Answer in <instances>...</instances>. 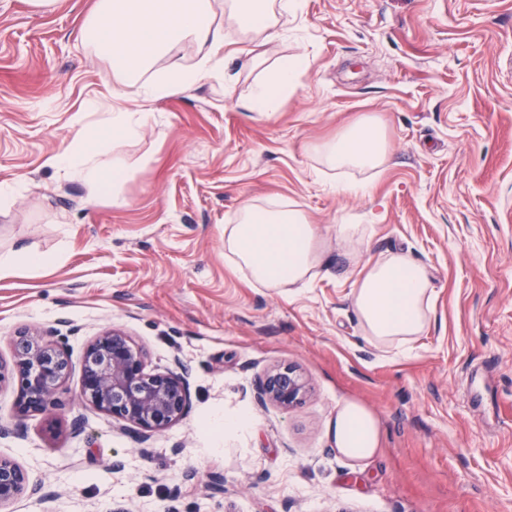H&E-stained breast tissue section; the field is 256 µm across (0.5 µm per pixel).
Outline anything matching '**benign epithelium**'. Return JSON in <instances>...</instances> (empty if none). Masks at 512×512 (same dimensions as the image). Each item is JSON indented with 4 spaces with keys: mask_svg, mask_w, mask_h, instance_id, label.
Here are the masks:
<instances>
[{
    "mask_svg": "<svg viewBox=\"0 0 512 512\" xmlns=\"http://www.w3.org/2000/svg\"><path fill=\"white\" fill-rule=\"evenodd\" d=\"M65 319L49 330L22 327L13 338V359L0 360V385H17L16 408L20 415L44 413L63 404L64 385L72 365ZM260 397L288 409L300 403L306 382L291 367L268 372L259 387ZM82 402L131 425L144 441L180 421L190 407L187 372L181 363L164 371H149L146 353L124 331L108 328L86 347L81 368ZM55 512L56 494L31 483L27 472L0 456V508L23 495Z\"/></svg>",
    "mask_w": 512,
    "mask_h": 512,
    "instance_id": "1",
    "label": "benign epithelium"
}]
</instances>
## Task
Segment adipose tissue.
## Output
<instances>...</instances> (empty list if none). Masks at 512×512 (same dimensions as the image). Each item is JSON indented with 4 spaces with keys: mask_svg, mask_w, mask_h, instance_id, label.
<instances>
[{
    "mask_svg": "<svg viewBox=\"0 0 512 512\" xmlns=\"http://www.w3.org/2000/svg\"><path fill=\"white\" fill-rule=\"evenodd\" d=\"M230 17L246 32L277 35L273 0H227ZM96 49L107 54L112 68L124 80L138 76L160 57L169 55L184 39L201 48L190 67L171 64L166 77L140 84V95L150 101L183 94L213 73L222 71L224 31L217 24L211 0H97L87 19ZM307 68L303 57L283 60L249 103L250 110H272L294 90ZM152 118L148 112L117 110L99 113L90 136L74 138L70 146L49 160L68 180L99 193H119L128 171L122 158L100 159L99 139L134 137ZM332 169H378L388 153L383 127L365 120L345 127L318 147ZM225 245L234 261L247 268L255 283L271 289L306 283L322 259L317 249L319 230L297 208L272 211L245 207L239 223L224 227ZM353 306L364 339L401 352L411 349L430 321L432 286L427 268L405 254L376 262L357 280ZM337 453L361 465L380 445V430L363 405L346 401L336 407L330 427Z\"/></svg>",
    "mask_w": 512,
    "mask_h": 512,
    "instance_id": "1",
    "label": "adipose tissue"
}]
</instances>
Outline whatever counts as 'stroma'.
<instances>
[{
    "label": "stroma",
    "mask_w": 512,
    "mask_h": 512,
    "mask_svg": "<svg viewBox=\"0 0 512 512\" xmlns=\"http://www.w3.org/2000/svg\"><path fill=\"white\" fill-rule=\"evenodd\" d=\"M213 2L223 75L145 101L88 39L96 0H0V184L16 187L0 201V253L57 257L0 274V359L19 327L64 318L73 364L47 414L18 415L15 385L0 386V456L58 492L57 512H512V0H297L276 38L241 33ZM296 55L297 88L250 111L255 85ZM118 108L152 120L102 150L129 164L116 204L48 160ZM367 117L385 164L323 166L316 145ZM340 180L368 190L337 193ZM248 203L318 225L307 287H263L231 261L224 227ZM340 224L367 231L349 242ZM393 254L434 288L407 355L364 340L351 304ZM109 327L148 368L189 373L187 415L143 443L77 400L85 347ZM288 365L308 382L302 404L260 403L265 374ZM345 401L378 422L362 467L330 439ZM244 415L250 428L203 429Z\"/></svg>",
    "instance_id": "stroma-1"
}]
</instances>
